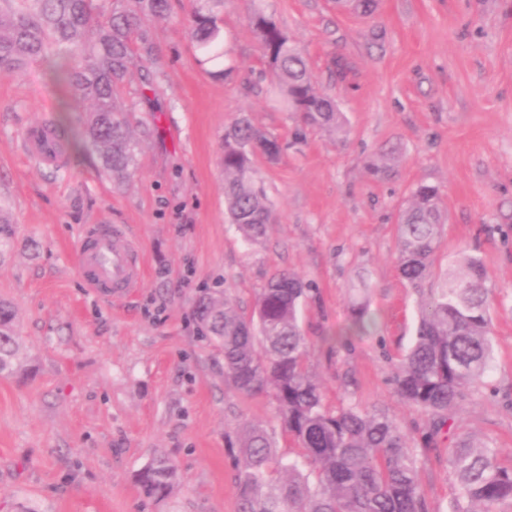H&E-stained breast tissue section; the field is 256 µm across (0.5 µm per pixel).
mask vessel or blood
Wrapping results in <instances>:
<instances>
[{"mask_svg":"<svg viewBox=\"0 0 512 512\" xmlns=\"http://www.w3.org/2000/svg\"><path fill=\"white\" fill-rule=\"evenodd\" d=\"M25 153L38 165L57 167L65 157L66 144L49 120L31 126L23 142ZM78 256L80 273L89 288L105 297L129 293L142 283V259L121 227L91 225Z\"/></svg>","mask_w":512,"mask_h":512,"instance_id":"obj_1","label":"vessel or blood"}]
</instances>
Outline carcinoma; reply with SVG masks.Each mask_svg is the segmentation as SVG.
Wrapping results in <instances>:
<instances>
[{
	"instance_id": "obj_1",
	"label": "carcinoma",
	"mask_w": 512,
	"mask_h": 512,
	"mask_svg": "<svg viewBox=\"0 0 512 512\" xmlns=\"http://www.w3.org/2000/svg\"><path fill=\"white\" fill-rule=\"evenodd\" d=\"M192 34L197 48L213 59L227 55L223 0H192ZM169 0H0V77L21 75L29 63L53 60L55 84L75 102L89 101L79 138L98 153L114 178L128 176L134 146L115 100L133 64L134 50L154 60L145 23L168 15ZM261 58L271 75L270 92L305 128L339 132L342 113L318 92L307 61L288 32L259 3L248 16ZM277 138L236 119L224 134V202L231 223L248 242L266 234L274 216L252 166L253 157H278ZM447 216L439 191L419 185L397 217L396 266L417 296L418 324L400 357L398 395L432 418L419 443L409 442L386 412L348 403L336 410L324 402L308 369L310 345L299 324L300 308L312 288L297 273L271 277L247 316L221 292L203 298L197 317L205 335L224 353V375L237 393L269 395L295 451L279 452L260 421L237 424L238 512H428L420 481V455L437 445L451 413L485 386L493 368L491 288L484 261L460 253L459 272L428 293L435 252ZM349 328L323 342L345 345L350 336L375 325L369 301L354 304ZM21 338L10 303L0 300V377L20 368ZM456 491L448 512H497L512 504V464L498 451L467 438L448 449ZM142 494L165 498L178 482L173 461L160 455L136 474Z\"/></svg>"
}]
</instances>
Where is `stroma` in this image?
<instances>
[{
	"instance_id": "35a3bbf8",
	"label": "stroma",
	"mask_w": 512,
	"mask_h": 512,
	"mask_svg": "<svg viewBox=\"0 0 512 512\" xmlns=\"http://www.w3.org/2000/svg\"><path fill=\"white\" fill-rule=\"evenodd\" d=\"M263 5L335 100L342 133L301 130L270 98L250 0L220 9L234 68L225 79L213 76L225 63L206 60L191 36V0H171L168 16L151 22L156 60L135 58L118 94L135 145L121 180L76 146L62 169L27 159L26 130L58 119L62 94L42 61L0 78V208L15 226L0 256V298L13 303L34 366L0 377V512H236L235 423H265L283 453L290 440L269 396L239 395L225 378L224 355L200 336L194 309L218 282L252 314L281 270L315 290L300 326L326 405L384 410L418 439L431 420L398 397L393 376L417 316L396 269L395 220L419 184L438 187L447 214L428 285L458 251L481 257L496 343L486 387L421 458L429 512H446L455 493L448 449L459 437L512 461V0H379L370 17L337 13L333 0ZM241 116L283 146L275 160L254 159L275 216L254 244L224 205V132ZM389 152L392 173L376 179L368 166ZM92 224L134 237L145 274L132 294L107 299L82 278L77 255ZM362 276L376 327L327 350L321 339L347 326ZM161 454L179 484L149 499L135 475Z\"/></svg>"
}]
</instances>
